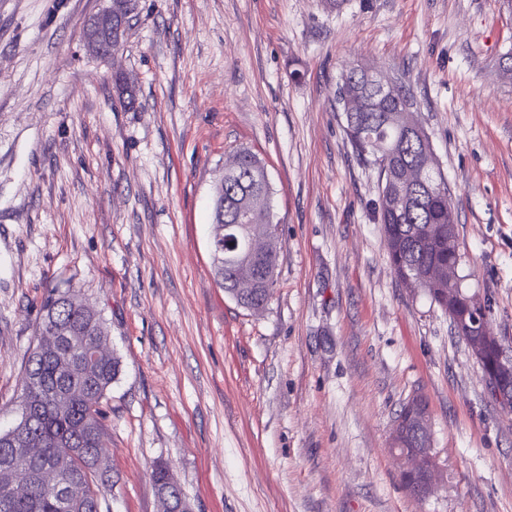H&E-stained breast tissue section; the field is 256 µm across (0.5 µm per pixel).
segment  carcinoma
<instances>
[{
    "instance_id": "1",
    "label": "carcinoma",
    "mask_w": 512,
    "mask_h": 512,
    "mask_svg": "<svg viewBox=\"0 0 512 512\" xmlns=\"http://www.w3.org/2000/svg\"><path fill=\"white\" fill-rule=\"evenodd\" d=\"M345 91L360 98L362 108L348 111ZM409 102L405 93H383L363 70H349L336 83V104L353 151L364 161L374 153L387 161L374 211L395 277L427 294L448 315L455 333L501 395L496 403L512 411V365L500 361L505 340L474 326L476 319L492 313L491 299L484 298V305L478 308L472 295L464 291L462 281L448 283V269L461 262L457 218L429 137H421L406 126L404 110ZM406 168L417 170L422 181L402 182L400 173ZM271 194L264 164L247 149L237 151L234 165L224 171V226L228 227L224 237L228 242L223 245V257L213 255L214 277L227 296L252 311L265 308V299L277 283L276 226L251 223L255 211L269 210ZM245 277L251 287H238ZM72 295L74 291L69 288L48 292L41 305L37 334L56 327L93 340L104 330L100 312L74 305ZM81 357L68 341L44 353L38 352L36 345L29 349L19 407L35 411V433L43 448L41 455L28 456L0 436V473L9 471L16 477L11 487L0 484V502L9 503L0 512H97L95 502L102 500L107 475L96 468V464H104L99 441L105 434L102 404L121 372V363L115 355H105L62 380L59 365L77 363ZM427 413V404L420 397L400 410L407 429L401 450L422 447L423 437L416 426ZM48 470L60 481H85L86 499L62 506L58 494L43 479ZM151 478L159 495L180 490L164 462L154 465Z\"/></svg>"
}]
</instances>
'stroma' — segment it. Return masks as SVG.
Masks as SVG:
<instances>
[{
	"label": "stroma",
	"instance_id": "obj_1",
	"mask_svg": "<svg viewBox=\"0 0 512 512\" xmlns=\"http://www.w3.org/2000/svg\"><path fill=\"white\" fill-rule=\"evenodd\" d=\"M108 0H0V432L54 288L100 311L109 512H512V413L447 315L396 280L378 174L336 110L343 68L402 84L448 182L466 291L512 344V10L503 0H139L112 58ZM125 74L136 101L114 85ZM265 163L281 244L266 308L214 281L226 160ZM428 403L444 481L410 497L390 449ZM122 14L113 13L112 6L99 13L90 27L87 34L83 36L84 42L87 46L100 57L112 56V53L117 51L126 36L127 23L125 20L133 14V1L123 0ZM152 482L157 491V495L163 493L173 494L176 491L183 494L182 489L177 486V481L170 472L168 465L164 462H157L151 472ZM185 498V494H183Z\"/></svg>",
	"mask_w": 512,
	"mask_h": 512
}]
</instances>
